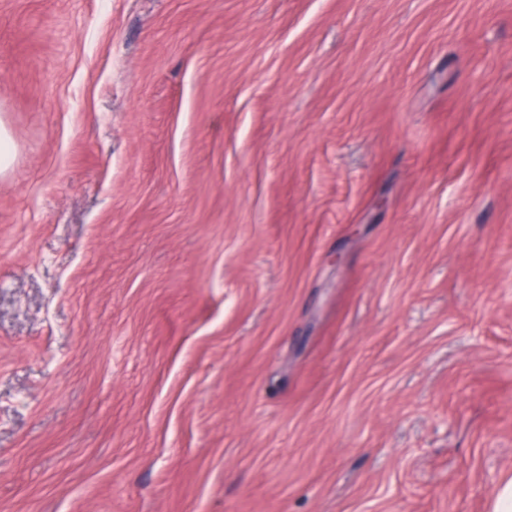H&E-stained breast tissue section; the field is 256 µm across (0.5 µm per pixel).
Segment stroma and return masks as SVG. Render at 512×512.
Listing matches in <instances>:
<instances>
[{
    "instance_id": "stroma-1",
    "label": "stroma",
    "mask_w": 512,
    "mask_h": 512,
    "mask_svg": "<svg viewBox=\"0 0 512 512\" xmlns=\"http://www.w3.org/2000/svg\"><path fill=\"white\" fill-rule=\"evenodd\" d=\"M0 512H492L512 0H0Z\"/></svg>"
}]
</instances>
